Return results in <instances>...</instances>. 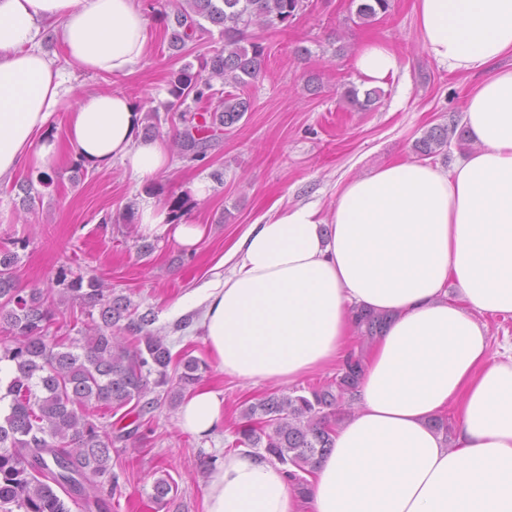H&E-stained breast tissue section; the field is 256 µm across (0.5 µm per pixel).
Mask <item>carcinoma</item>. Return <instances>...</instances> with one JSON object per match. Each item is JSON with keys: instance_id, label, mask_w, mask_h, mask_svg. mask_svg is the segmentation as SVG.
<instances>
[{"instance_id": "carcinoma-1", "label": "carcinoma", "mask_w": 512, "mask_h": 512, "mask_svg": "<svg viewBox=\"0 0 512 512\" xmlns=\"http://www.w3.org/2000/svg\"><path fill=\"white\" fill-rule=\"evenodd\" d=\"M305 0H172L174 22L169 49L180 52L197 33L207 31L202 21L218 27L224 48L200 59L199 69L184 65L169 81L167 103L179 113L184 129L173 138L177 153L202 161L212 137L221 128L238 123L252 110L244 92L262 73L267 46L251 36L255 29L288 26ZM391 0H358L356 18L369 24L385 14ZM230 86L224 93L215 84ZM344 101L364 110L379 99L372 89L359 99L349 86ZM192 101L189 106L186 101ZM448 143V128L424 132L414 151L429 156ZM17 254L0 251V327L12 335L0 346V363L10 366L0 377V402L8 410L0 416V508L4 512H71L68 503L81 501L88 508H106L118 485L112 473L113 438L95 419L92 406L117 412L133 405L137 414L152 412L157 399L149 397V377L156 385L168 383L172 355L158 336L142 335L147 317H130L127 301L112 295L104 282L62 268L52 287L23 288L16 275ZM81 300L93 318L90 333L69 342L49 335L57 312L53 291ZM200 362L188 358L178 376L179 389L199 379ZM360 360L344 364L333 385L311 387L299 395L271 392L250 405L246 424L232 446L250 448L294 468L289 473L301 482L307 471L332 447V417L344 396L356 391Z\"/></svg>"}]
</instances>
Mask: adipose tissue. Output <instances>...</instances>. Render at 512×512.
Wrapping results in <instances>:
<instances>
[{
  "label": "adipose tissue",
  "mask_w": 512,
  "mask_h": 512,
  "mask_svg": "<svg viewBox=\"0 0 512 512\" xmlns=\"http://www.w3.org/2000/svg\"><path fill=\"white\" fill-rule=\"evenodd\" d=\"M419 43L448 73H483L462 122L473 147L448 170L399 159L343 181L330 213L296 205L249 225L228 270L196 288L216 368L245 381L293 384L355 355L362 314L386 327L362 357L358 407L296 485L275 458L242 448L208 471L204 512H512V343L492 349L485 317H512V0H416ZM142 0H0V183L24 167L52 174L70 145L100 170L149 179L170 162L144 138V112L118 91L73 96L35 40L51 31L68 64L130 75L148 51ZM368 85L400 67L368 42L353 62ZM66 113L65 138L52 131ZM142 230L194 246L200 224L176 221L150 194ZM457 288L449 298V288ZM455 411L453 441L431 425ZM182 429L224 424L221 392L182 403Z\"/></svg>",
  "instance_id": "adipose-tissue-1"
}]
</instances>
